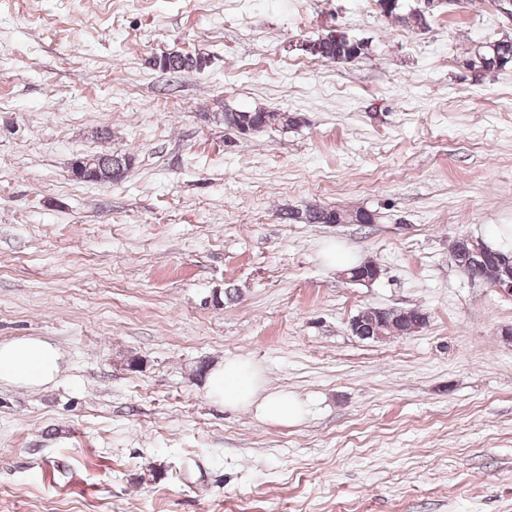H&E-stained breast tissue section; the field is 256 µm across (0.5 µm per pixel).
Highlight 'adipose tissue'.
Returning a JSON list of instances; mask_svg holds the SVG:
<instances>
[{
	"label": "adipose tissue",
	"mask_w": 512,
	"mask_h": 512,
	"mask_svg": "<svg viewBox=\"0 0 512 512\" xmlns=\"http://www.w3.org/2000/svg\"><path fill=\"white\" fill-rule=\"evenodd\" d=\"M60 369L59 351L45 341L23 339L0 344V379L37 388L52 381ZM206 387L215 401L231 409H255L258 419L264 422L290 424L303 414L293 395L264 392L259 370L246 361L216 363L206 377Z\"/></svg>",
	"instance_id": "ef3b65f1"
}]
</instances>
